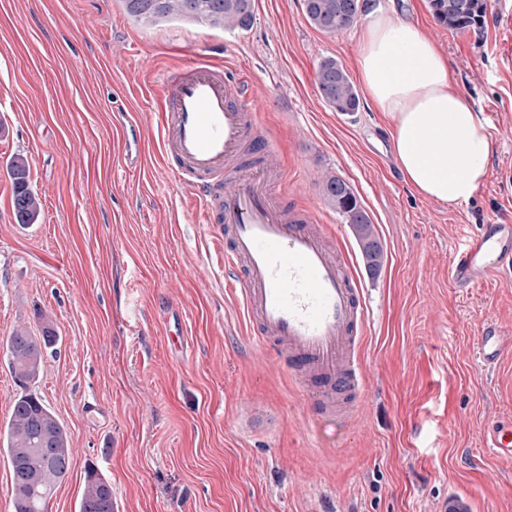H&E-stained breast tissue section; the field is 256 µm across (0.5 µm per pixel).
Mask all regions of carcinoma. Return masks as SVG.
I'll return each mask as SVG.
<instances>
[{"label": "carcinoma", "mask_w": 512, "mask_h": 512, "mask_svg": "<svg viewBox=\"0 0 512 512\" xmlns=\"http://www.w3.org/2000/svg\"><path fill=\"white\" fill-rule=\"evenodd\" d=\"M125 12L138 22L157 24L178 20L213 29L234 32L248 29L254 19V0H122ZM308 22L326 34L349 28L362 12L361 0H303ZM434 20L451 31H465L480 24L487 0H429ZM316 84L322 101L336 112L358 110L359 93L344 66L332 57L322 59L316 70ZM12 211L15 223L38 222L40 198L32 189L26 160L9 163ZM323 193L336 212L355 228L363 258L378 264L380 244L373 234L371 219L350 186L331 176ZM56 343L50 323L42 335L34 336L25 326L15 328L7 341L9 366L21 392L15 398L5 427L0 428V452L12 471L11 496L14 512H47L56 484L71 468V437L37 392L45 354ZM50 432L45 442L42 435ZM77 512H114L112 485L90 468Z\"/></svg>", "instance_id": "cac0c4a2"}]
</instances>
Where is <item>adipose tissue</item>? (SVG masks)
I'll list each match as a JSON object with an SVG mask.
<instances>
[{"label":"adipose tissue","mask_w":512,"mask_h":512,"mask_svg":"<svg viewBox=\"0 0 512 512\" xmlns=\"http://www.w3.org/2000/svg\"><path fill=\"white\" fill-rule=\"evenodd\" d=\"M358 72L369 99L394 123L403 180L451 207L468 201L488 176L489 139L481 114L453 86L443 52L379 5L366 15Z\"/></svg>","instance_id":"obj_1"}]
</instances>
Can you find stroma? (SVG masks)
Segmentation results:
<instances>
[{
	"mask_svg": "<svg viewBox=\"0 0 512 512\" xmlns=\"http://www.w3.org/2000/svg\"><path fill=\"white\" fill-rule=\"evenodd\" d=\"M448 60L488 126V176L456 207L415 193L368 99L342 115L319 96L318 62L357 72L363 20L333 35L303 0H255L246 32L137 23L121 0H0V427L18 392L6 338L20 325L57 345L38 390L72 438L73 462L48 512H76L88 468L120 512H512V460L484 448L486 420L512 418V351L475 360L486 321L512 336V281L458 289L448 255L485 224H512V0H488L480 27L437 26L428 0H394ZM194 51L266 89L261 124L285 190L360 254L322 193L337 176L382 248L359 263L369 309L363 408L310 421L298 387L249 338L224 288L219 228L174 189L152 126L140 169L122 160L121 111L162 110L160 82ZM24 157L42 201L20 230L6 171Z\"/></svg>",
	"mask_w": 512,
	"mask_h": 512,
	"instance_id": "obj_1",
	"label": "stroma"
}]
</instances>
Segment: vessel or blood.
I'll list each match as a JSON object with an SVG mask.
<instances>
[{"label":"vessel or blood","instance_id":"vessel-or-blood-1","mask_svg":"<svg viewBox=\"0 0 512 512\" xmlns=\"http://www.w3.org/2000/svg\"><path fill=\"white\" fill-rule=\"evenodd\" d=\"M164 108L153 120L177 190L217 224L224 270L254 343L288 370L316 417L355 420L366 371L359 351L367 325L364 290L346 275L334 233L306 208L280 203L278 149L259 123L262 92L196 57L161 81ZM512 275V224H488L448 262L453 287ZM505 338L495 322L479 339L481 365L497 364ZM483 444L512 459V421L487 427Z\"/></svg>","mask_w":512,"mask_h":512}]
</instances>
